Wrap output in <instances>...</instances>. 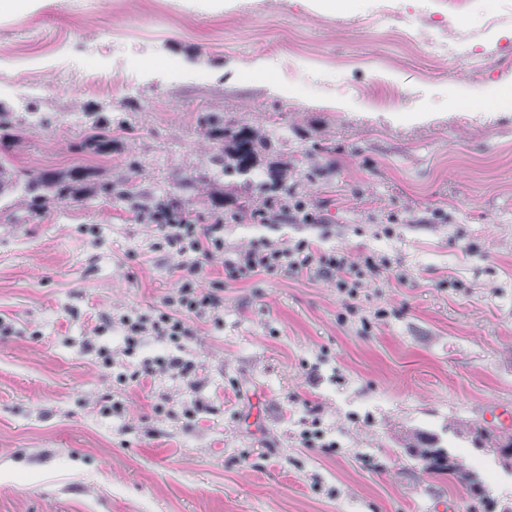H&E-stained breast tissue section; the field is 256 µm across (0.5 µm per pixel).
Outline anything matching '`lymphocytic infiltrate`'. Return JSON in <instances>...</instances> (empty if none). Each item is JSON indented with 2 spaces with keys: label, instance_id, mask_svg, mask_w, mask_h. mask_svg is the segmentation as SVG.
I'll list each match as a JSON object with an SVG mask.
<instances>
[{
  "label": "lymphocytic infiltrate",
  "instance_id": "f902f5d3",
  "mask_svg": "<svg viewBox=\"0 0 512 512\" xmlns=\"http://www.w3.org/2000/svg\"><path fill=\"white\" fill-rule=\"evenodd\" d=\"M233 219L238 224L316 225L320 222L313 205L292 194L240 210ZM152 222L160 236V247L178 259L177 278L163 306L147 312L101 316L91 330L92 335L100 336L112 328L121 329L122 353L128 358L151 341L174 347V354L144 361L137 373L141 379L171 371L196 378L194 362L179 356L177 350L183 340L194 336L197 322H222L225 284L244 282L258 275L270 279L320 277L335 281L337 288L352 295L358 288L379 279L388 268L387 260L377 256L368 255L358 262L345 252L325 251L306 239L288 245L262 239L241 249H229L224 244V220L220 217L208 224L192 219L172 224L158 214ZM216 257L222 260L223 274L210 280L206 277L205 264Z\"/></svg>",
  "mask_w": 512,
  "mask_h": 512
}]
</instances>
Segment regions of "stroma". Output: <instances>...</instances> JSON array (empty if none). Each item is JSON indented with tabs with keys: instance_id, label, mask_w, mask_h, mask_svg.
Segmentation results:
<instances>
[{
	"instance_id": "1",
	"label": "stroma",
	"mask_w": 512,
	"mask_h": 512,
	"mask_svg": "<svg viewBox=\"0 0 512 512\" xmlns=\"http://www.w3.org/2000/svg\"><path fill=\"white\" fill-rule=\"evenodd\" d=\"M374 0H24L0 15V107L26 124L17 169L80 162L141 198L179 193L217 145L198 112L278 138L294 193L321 227L234 224L232 248L264 236L311 239L352 260L375 253L388 277L350 297L323 278L224 287L221 325L201 322L175 373L118 383L165 355L145 345L105 367L91 337L102 314L161 306L175 257L130 204L89 195L29 217L22 195L0 208V512H485L465 481L427 469L414 433L483 464L499 512H512V468L474 426L512 407V103L468 112L465 94L512 76V23L489 27L501 0H472L455 24L435 0H397L370 25ZM414 22L418 38L398 31ZM455 37L466 54L434 58ZM109 101L84 94L93 65L126 68ZM154 70H146V63ZM36 68L35 89L16 74ZM402 92L371 104L377 79ZM95 112L116 129L106 157L80 156ZM140 162L128 175L125 161ZM224 216L243 197L229 179L187 195L201 222L211 193ZM204 406L190 417L186 408ZM121 403V412L104 406Z\"/></svg>"
}]
</instances>
